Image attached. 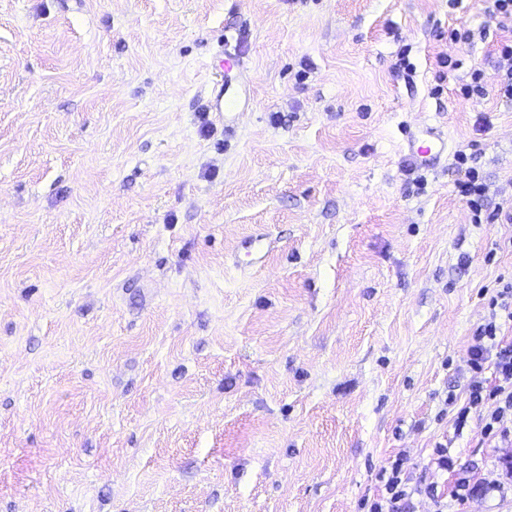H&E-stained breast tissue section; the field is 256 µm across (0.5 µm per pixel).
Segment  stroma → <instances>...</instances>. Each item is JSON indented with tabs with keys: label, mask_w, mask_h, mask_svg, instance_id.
<instances>
[{
	"label": "stroma",
	"mask_w": 512,
	"mask_h": 512,
	"mask_svg": "<svg viewBox=\"0 0 512 512\" xmlns=\"http://www.w3.org/2000/svg\"><path fill=\"white\" fill-rule=\"evenodd\" d=\"M510 38L485 0H0V512H368L399 456L414 512H512V442L446 403L512 279L454 158L512 202ZM499 52L501 62L495 87L500 96L512 99V39L502 42ZM224 55L222 71H212L211 108L213 112H238L242 104L241 93L232 90L231 83L224 80V72L228 73L235 69L240 74L245 67L242 59L237 54L227 51ZM404 153L416 166L434 168L448 159V137L430 124L420 123L404 127Z\"/></svg>",
	"instance_id": "stroma-1"
}]
</instances>
